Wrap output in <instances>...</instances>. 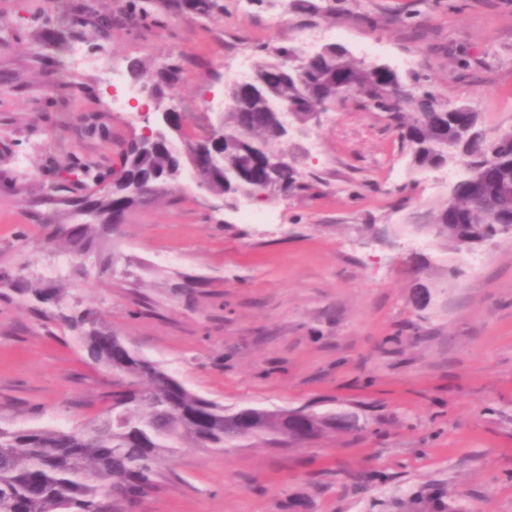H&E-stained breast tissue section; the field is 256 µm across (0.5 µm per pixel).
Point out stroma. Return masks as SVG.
Wrapping results in <instances>:
<instances>
[{
	"label": "stroma",
	"instance_id": "obj_1",
	"mask_svg": "<svg viewBox=\"0 0 512 512\" xmlns=\"http://www.w3.org/2000/svg\"><path fill=\"white\" fill-rule=\"evenodd\" d=\"M310 2L320 12L305 23L289 0H224L208 19L158 2L146 19L126 0H0V425L72 427L111 389L56 307L13 288L23 278L62 288L72 311L95 309L226 410L343 405L368 422L288 448L178 449L136 512H512V238L471 253L415 244L410 213L456 172L412 171L388 113L345 99L293 141L305 188L256 204L272 227L187 182L106 230L90 274L51 244L82 221L67 197L96 190L62 184V168L118 170L143 125L136 108L111 110L101 59L129 85L132 63L179 62L181 80L147 104L174 107L195 133L257 46L330 42L512 126V0ZM162 251L181 265L156 264ZM51 262L61 275H42Z\"/></svg>",
	"mask_w": 512,
	"mask_h": 512
}]
</instances>
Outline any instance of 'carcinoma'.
I'll return each instance as SVG.
<instances>
[{"instance_id": "cac0c4a2", "label": "carcinoma", "mask_w": 512, "mask_h": 512, "mask_svg": "<svg viewBox=\"0 0 512 512\" xmlns=\"http://www.w3.org/2000/svg\"><path fill=\"white\" fill-rule=\"evenodd\" d=\"M190 6L203 18L222 9L219 0H191ZM258 52L251 84L234 81L224 89L232 103L224 113V142L231 151L224 157V180L202 169L212 191L232 201L244 194L256 202L269 200L268 175L238 179L233 169L244 168L248 156L262 150L297 160L283 147L287 139L281 108L292 106L296 123L311 125L336 97L332 75L343 73L351 79L349 92L364 107L392 115L410 146L412 169L439 170L454 164L463 168L449 193L414 212L412 223L456 250L467 242L502 236L504 227L512 225V127L486 128L468 107L448 108L433 92L414 90L392 70L354 59L336 44L316 54L299 45L262 46ZM274 68L281 71L279 83L263 85L264 74ZM131 69L150 78L159 98L182 74L174 62L156 69L135 62ZM172 165L171 147L134 150L123 159L121 175L134 179L163 174ZM296 175L295 166H285L275 172V179L287 192L305 188ZM137 204V199L124 203L99 194L76 198L74 211L92 209L98 223L62 227L52 243L70 257L89 258L109 220H123ZM61 317L77 332L90 359L112 370L110 404L80 428L0 427V512H129L158 487L165 457L178 448H222L253 436L291 444L338 429L334 412L307 408L298 422L288 410L254 408L247 431L236 413L190 391L138 352L113 358L112 345L119 336L100 324L95 311Z\"/></svg>"}]
</instances>
